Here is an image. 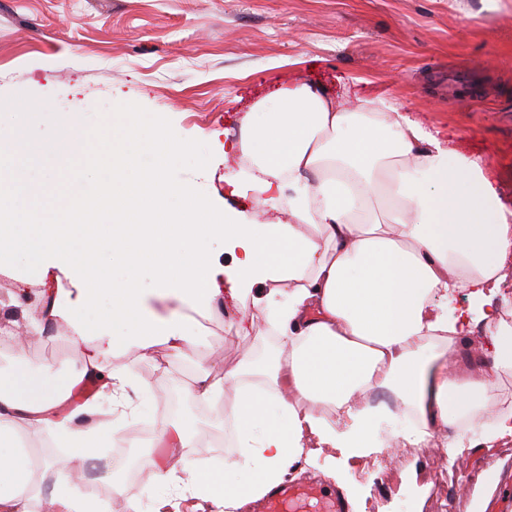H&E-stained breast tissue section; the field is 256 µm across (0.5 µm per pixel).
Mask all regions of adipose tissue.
I'll list each match as a JSON object with an SVG mask.
<instances>
[{
  "mask_svg": "<svg viewBox=\"0 0 512 512\" xmlns=\"http://www.w3.org/2000/svg\"><path fill=\"white\" fill-rule=\"evenodd\" d=\"M247 122L236 146L251 162L242 179L258 202L287 196V219L258 224L242 212L222 213L190 187L164 182L158 167H143L142 153L164 165L184 148L150 121L116 122L96 138V161L112 174L107 224L84 223L97 204L72 194L63 173L26 180L33 158L26 121L0 142V260L45 271L49 255L65 256L91 276L81 307H94L99 292L112 295L94 334L72 317L78 374L0 370V512H30L36 481L28 440L44 426L54 425L66 447L56 463L61 472L92 458L93 445L111 442L107 414L68 405L83 379L121 395L130 377L109 368L120 350L161 342L179 356L192 344L183 319L144 314V267L161 287L202 304L230 298L240 313L238 334L263 327L282 344L270 365L243 360L223 380L199 376L193 389L216 406L225 385H235L238 451L258 474L227 480L179 458L161 472L172 490L150 508L132 486H116L126 512H181L187 500L192 512H238L296 463L316 461L321 449L338 452L343 465L378 452L377 428L395 415L366 403L372 390H392L416 415L402 432L409 439L464 420L512 376V323L495 306L512 281V219L481 158L458 153L386 97L350 107L307 83L258 103ZM216 236L237 253L233 270L213 265L200 249ZM103 249L124 276L98 270ZM460 288L469 293L464 308L452 305ZM478 319L495 346L488 367L460 359L458 344ZM118 325L123 335H114ZM249 372L264 376L268 388L245 384ZM52 503L55 512H112L107 499L65 480Z\"/></svg>",
  "mask_w": 512,
  "mask_h": 512,
  "instance_id": "obj_1",
  "label": "adipose tissue"
}]
</instances>
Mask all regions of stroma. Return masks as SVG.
I'll list each match as a JSON object with an SVG mask.
<instances>
[{
  "label": "stroma",
  "mask_w": 512,
  "mask_h": 512,
  "mask_svg": "<svg viewBox=\"0 0 512 512\" xmlns=\"http://www.w3.org/2000/svg\"><path fill=\"white\" fill-rule=\"evenodd\" d=\"M319 84L349 98L385 95L459 153L481 157L490 178L512 208V0H0V128L27 105L34 111L32 147L54 141L61 118L94 136L120 110L171 128L191 144L163 179L192 186L220 210L242 211L258 223L278 218L257 208L251 196L232 193L228 181L248 166L240 155H223L220 144L239 139L246 112L294 83ZM212 159L201 168L197 155ZM55 278L41 279L19 260L0 262V322L18 321L8 306L15 289L27 310L53 303L68 309L88 287L87 274L71 259L54 260ZM138 278L148 316L190 313V301L161 296L150 269ZM232 304L216 305L187 329L195 338L184 356L161 345L130 351L111 368L131 376L127 407H112L102 390L73 403L111 411L123 457L141 460L137 484L143 505L159 492L158 429L161 405L167 423L195 435L186 456L198 468L246 477L252 467L235 446H215L227 426L212 406L190 393L203 373L220 380L242 356L270 359L277 337L236 335ZM67 318L28 329L24 341H5L0 361L23 350L27 368L51 375L77 370ZM476 440L478 432H470ZM429 455L399 442L382 425L381 453L350 460L343 480L330 475L328 459L292 471L291 483L333 486L348 512H440L448 490L427 467L428 456L451 465L445 433H434ZM464 512H512L501 491L512 488V451L478 444L459 462Z\"/></svg>",
  "instance_id": "obj_1"
}]
</instances>
